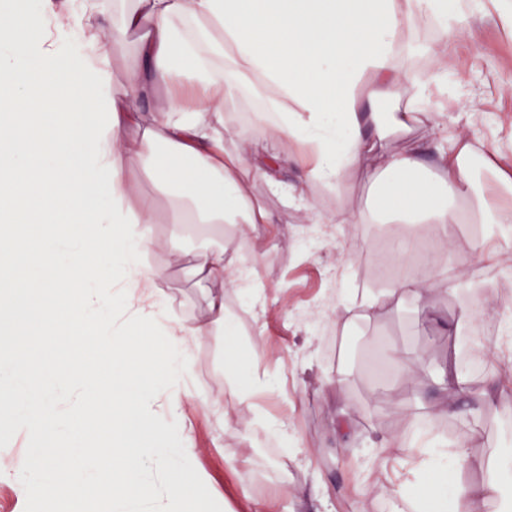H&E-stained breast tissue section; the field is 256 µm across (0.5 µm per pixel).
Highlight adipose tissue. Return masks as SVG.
Returning a JSON list of instances; mask_svg holds the SVG:
<instances>
[{
    "mask_svg": "<svg viewBox=\"0 0 512 512\" xmlns=\"http://www.w3.org/2000/svg\"><path fill=\"white\" fill-rule=\"evenodd\" d=\"M99 10L98 0H0V349L9 352L0 386L14 393L0 401V423L41 451L32 465L1 456L0 479L38 490L45 512H215L186 433V406L202 399L187 384L192 341L224 335V373L240 404L270 390L271 379L241 373L223 296L211 297L209 320L193 324L159 301V274L143 258L155 208L131 197L129 170L166 191L174 223L253 225L273 218L249 195L248 179L307 207L309 184L332 190L356 171L373 191L369 212H319L317 223H398L407 242L480 224L472 248L484 261L512 247V164L456 138L402 154L386 146L411 122L444 126L434 89L446 90L457 111H472L448 68V47L473 15L470 0H133L104 39L94 33ZM417 20L440 30L422 78L410 77L403 59ZM132 34L136 53L113 83L112 47ZM243 91L265 103L256 118L270 139L307 147L298 185L282 186L278 156L225 150L224 114ZM148 97L154 105L145 112ZM379 98L404 108L379 122L366 109ZM476 158L492 183H474ZM230 269L263 309L256 258L206 251L192 275L220 280ZM425 288L455 291L447 263L430 256L409 266L360 309L369 318ZM149 331L166 339L164 370L154 366ZM24 333L27 343L11 348ZM107 347L118 359L108 376L85 356ZM442 381V416L474 399L488 407L507 400L498 381L476 390L455 367ZM73 386L77 399L59 414L57 397ZM96 407L109 433L91 432ZM444 459L490 465L472 459L463 441L407 449L409 469L389 489L395 512H408L411 478Z\"/></svg>",
    "mask_w": 512,
    "mask_h": 512,
    "instance_id": "obj_1",
    "label": "adipose tissue"
}]
</instances>
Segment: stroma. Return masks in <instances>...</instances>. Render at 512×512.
Wrapping results in <instances>:
<instances>
[{"mask_svg":"<svg viewBox=\"0 0 512 512\" xmlns=\"http://www.w3.org/2000/svg\"><path fill=\"white\" fill-rule=\"evenodd\" d=\"M448 66L461 90L474 99L476 110L468 116L449 113L444 132L473 142L479 151L497 149L512 159V40L504 37L494 13L470 20ZM258 110L244 94L226 112L224 122L232 130L226 150L288 157L287 147L268 141L266 124L255 118ZM444 132L414 124L392 134L390 147L402 151L431 143ZM131 180L135 193L155 202L158 222L144 257L160 273L162 301L184 323L203 317L207 309L208 289L193 286L190 279L197 253L223 247L231 256L255 251L262 255L258 273L266 288L265 314L253 313L242 283L224 285V306L240 325L242 370L260 365L281 379L283 388L258 394L253 406L239 404L224 378L223 337L200 336L192 343L191 382L205 400L188 409V434L198 464L212 477V495L225 512H247L253 501L265 512H297L300 495L311 498L315 512H389L391 472L404 458L400 446L417 444L422 432L449 446L468 439L469 452L476 458L512 457V404L476 418L466 413L440 418L422 431L411 424L421 403L434 395L431 378L436 370L449 361L463 363L473 353L472 338L481 334L484 318L497 325L512 317V250L494 262H477L466 247L476 227L462 225L454 231L460 249L446 252L456 292L427 291L419 302H406L399 310L378 309L368 321L342 303L348 280L353 275L363 279L369 294L382 289L374 251L378 243L400 238L402 225L318 224L312 214L288 206L258 180L251 193L275 218L266 233L256 234L248 224L225 225L220 235L197 232L186 224H171L169 201L149 176L136 171ZM310 195L319 211L351 212L365 209L372 191L362 177L350 175L338 189L314 186ZM476 288L485 297L499 295L497 307L479 311L470 321L460 319ZM421 306L435 309L440 318H459L458 335L419 318ZM258 321L264 323L265 335L257 343L252 329ZM385 342L419 352L413 372L416 386L393 375L383 382L372 377L367 357L376 344ZM340 367L353 378L341 394L328 385ZM340 405L355 431L345 448L337 447L331 432ZM257 407L270 417L287 420L298 455L253 425ZM376 429L396 438L398 447H370L368 438Z\"/></svg>","mask_w":512,"mask_h":512,"instance_id":"stroma-1","label":"stroma"}]
</instances>
